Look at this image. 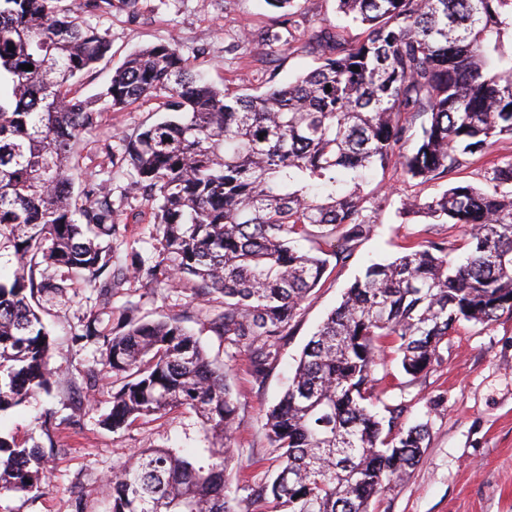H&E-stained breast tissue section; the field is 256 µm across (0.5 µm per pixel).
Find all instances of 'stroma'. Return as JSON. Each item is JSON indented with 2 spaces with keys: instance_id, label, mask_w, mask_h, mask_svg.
<instances>
[{
  "instance_id": "35a3bbf8",
  "label": "stroma",
  "mask_w": 512,
  "mask_h": 512,
  "mask_svg": "<svg viewBox=\"0 0 512 512\" xmlns=\"http://www.w3.org/2000/svg\"><path fill=\"white\" fill-rule=\"evenodd\" d=\"M335 0H306V21L293 41L276 48L267 31L280 28L277 10L264 0H141L131 16L120 7L91 12L87 18L112 36V49L82 80L81 95L101 110V92L114 70L132 50L157 42L179 45L188 65L206 81L237 94L245 88L266 87L269 79L282 82L320 64V53L308 43L312 31L328 29L345 40L361 34L346 26L335 11ZM158 100L138 102L120 112H104L100 129L82 138L79 158L70 172L74 194L87 190L108 195L114 204L120 232L109 244L116 264L131 253L146 262L159 259L151 203L127 191L129 178L110 163V152L122 137L156 118ZM512 159V140L503 139L494 152L447 177L422 186L402 181L394 172H373L367 213L373 228L346 262L329 265L321 282L302 303L282 342L279 355L263 382L249 370L250 352L225 342L211 325L219 300H192L187 286L173 282L145 288L126 281L103 300L99 288L72 280L63 296L42 294L37 300L54 342L52 365L66 375L51 393L38 394L26 405L0 414V434L25 446L44 447L47 480L34 498L18 495L0 501V512H108L103 497L107 479L131 453L144 448H177L199 457L209 445L199 416L182 409L152 416L132 426L112 429L102 419L112 408V375L100 344L73 343L91 309L110 303L116 312L151 320L176 317L200 340L211 359L223 364L239 406L235 459L228 469V492L250 499L257 485L277 473V455L263 430L266 411L275 405L304 346L370 261L391 260L408 245L444 237L453 256H464L462 229L431 224L421 216L401 217L403 196L420 192L432 197L449 186L467 182L485 185L494 167ZM441 360L419 378L406 375L400 357L385 349L375 372L386 389L383 401L402 408L406 425H426L428 438L415 471L387 492L377 512H512V316L490 325L461 323L440 347ZM100 376L96 391L86 389L90 372ZM56 412L55 448L45 445L40 429L45 409Z\"/></svg>"
}]
</instances>
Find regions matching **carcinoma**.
<instances>
[{"mask_svg": "<svg viewBox=\"0 0 512 512\" xmlns=\"http://www.w3.org/2000/svg\"><path fill=\"white\" fill-rule=\"evenodd\" d=\"M59 2L0 0V250L13 249L16 261L13 281H0V413L62 380L30 303L43 291L65 294L56 272L111 291L129 278L154 284L163 269L195 300L221 296L212 324L252 351L261 382L328 257L347 260L370 233L366 172L391 168L427 183L512 138V0H336L364 27L362 39L313 32L321 64L254 94L202 82L172 42L142 47L116 68L104 102L119 111L158 98L167 112L124 137L112 160L152 202L162 259L133 253L116 269L97 242L119 231L112 202L88 192L75 207L68 175L81 135L103 119L80 79L111 48L81 6L105 12L113 3ZM266 3L288 9V34L303 25L300 0ZM403 210L466 228L469 253L459 262L447 238L426 240L370 264L347 288L266 416L280 461L255 491L268 512H371L409 477L427 436L396 408L373 410L383 345L415 378L460 322L512 316V160L494 166L485 187L408 195ZM310 234L316 252L293 244ZM102 323V312L90 314L74 342H102L122 379L103 423L120 429L189 408L211 442L202 464L172 448L136 451L105 485L110 512H250L227 493L237 405L224 367L177 319L124 316L110 333ZM42 458L39 445L0 436V499L40 493Z\"/></svg>", "mask_w": 512, "mask_h": 512, "instance_id": "cac0c4a2", "label": "carcinoma"}]
</instances>
